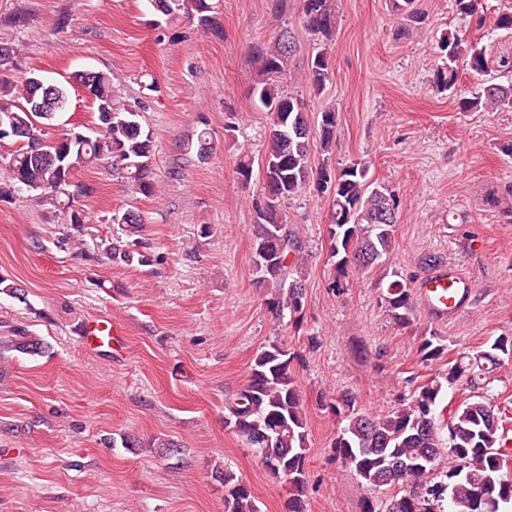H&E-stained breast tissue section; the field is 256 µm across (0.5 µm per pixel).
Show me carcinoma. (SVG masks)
Returning <instances> with one entry per match:
<instances>
[{
	"label": "carcinoma",
	"mask_w": 512,
	"mask_h": 512,
	"mask_svg": "<svg viewBox=\"0 0 512 512\" xmlns=\"http://www.w3.org/2000/svg\"><path fill=\"white\" fill-rule=\"evenodd\" d=\"M166 16L185 15L204 28L211 24L216 5L212 0H151ZM301 23L314 37L317 51L307 62L304 83L309 95L323 93L331 68L329 43L338 26L337 0H299ZM394 14L403 20L395 36L405 38L427 25L419 0H391ZM460 19L476 28L489 27L512 38V11L487 20L484 0H454ZM297 47V37L284 31L268 45L253 46V60L266 79L252 87L269 116L267 146L262 160L264 192L252 203L256 213L253 274L256 284L271 290L268 309L290 325L301 326L306 304L301 260L303 244L280 212L281 201L315 184L330 204L328 224L331 288L358 271L387 267L395 248V232L401 199L388 184L374 178L366 162L333 167L324 159L311 158L310 124L304 98L276 83ZM440 63L430 83L436 91L457 94L460 68L477 76L471 96L458 100L464 112L512 109V51L496 52L483 39H470L457 30L441 33L437 41ZM19 50L0 41V123L15 132L0 138L13 147L0 154V202L18 192L66 214L69 227L62 241L89 255L83 239L85 212L78 205L80 187L67 182L81 169L103 163L122 174L135 192L145 197L156 193L152 177L153 132L138 121L139 113L116 105L112 76L91 69L77 70L65 82L51 80L36 68L21 71ZM83 89L91 100L94 127L81 139L63 141L48 136L67 110L70 89ZM107 111L110 118H102ZM321 152L329 155L336 144L338 115L335 109L318 112ZM109 223L114 236L97 244L106 255L127 265L149 266L152 256L138 238L142 216L133 209L114 212ZM382 289L386 312L400 329L414 325L416 302L413 288L397 272ZM48 345L23 327L12 336L0 337V350L31 357L47 352ZM448 345L439 334L424 336L419 353L425 363L437 364L431 377L401 395L383 414L363 409L355 395L344 391L323 407L336 420L331 443L333 459L352 471L366 491L381 487L391 494L379 500L364 499L362 512H503L512 505V473L500 451L507 433L505 416L489 398L491 373L504 358H512V335L502 333L488 349L460 353L441 363ZM298 353L280 342L263 347L250 367L247 384L225 403V423L254 449L269 475L288 484L285 512H305L307 490L306 411L292 362ZM467 386L477 390L453 409L444 404L448 389ZM449 465L437 469L442 459ZM224 485V512H261L249 487L229 468L215 470Z\"/></svg>",
	"instance_id": "1"
}]
</instances>
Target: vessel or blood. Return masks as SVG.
<instances>
[{
    "label": "vessel or blood",
    "instance_id": "vessel-or-blood-1",
    "mask_svg": "<svg viewBox=\"0 0 512 512\" xmlns=\"http://www.w3.org/2000/svg\"><path fill=\"white\" fill-rule=\"evenodd\" d=\"M474 293L472 278L451 265L433 270L417 284L423 314L442 323L453 321L466 312ZM81 333L85 349L96 352L103 347L117 349L125 331L110 318L97 317L87 320Z\"/></svg>",
    "mask_w": 512,
    "mask_h": 512
}]
</instances>
